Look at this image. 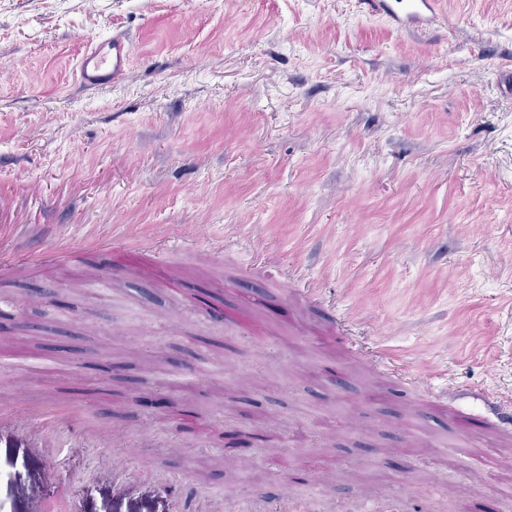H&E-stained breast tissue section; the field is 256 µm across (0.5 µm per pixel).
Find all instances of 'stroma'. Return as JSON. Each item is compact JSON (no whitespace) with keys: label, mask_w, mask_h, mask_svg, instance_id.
Masks as SVG:
<instances>
[{"label":"stroma","mask_w":512,"mask_h":512,"mask_svg":"<svg viewBox=\"0 0 512 512\" xmlns=\"http://www.w3.org/2000/svg\"><path fill=\"white\" fill-rule=\"evenodd\" d=\"M439 5L400 31L357 0H0V408L132 461L120 496L80 424L0 446V512H512V0ZM117 33L126 77L82 88ZM62 419L75 421L77 416L70 410H51L41 407H20L15 411L0 412V444H2V428L10 426L9 442L30 445L35 448L47 446L46 430L58 424Z\"/></svg>","instance_id":"35a3bbf8"}]
</instances>
